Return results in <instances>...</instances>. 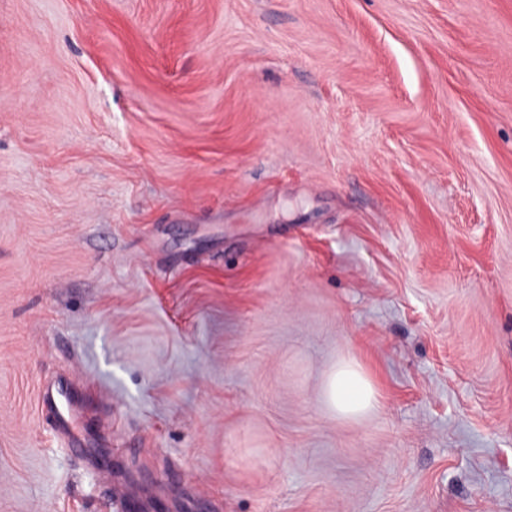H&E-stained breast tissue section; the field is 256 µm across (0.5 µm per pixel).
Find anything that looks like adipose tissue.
<instances>
[{"instance_id": "1", "label": "adipose tissue", "mask_w": 512, "mask_h": 512, "mask_svg": "<svg viewBox=\"0 0 512 512\" xmlns=\"http://www.w3.org/2000/svg\"><path fill=\"white\" fill-rule=\"evenodd\" d=\"M324 403L332 414L355 417L373 409L375 392L357 365L351 362L334 367L325 382Z\"/></svg>"}]
</instances>
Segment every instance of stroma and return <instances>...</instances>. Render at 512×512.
I'll return each mask as SVG.
<instances>
[{
    "instance_id": "35a3bbf8",
    "label": "stroma",
    "mask_w": 512,
    "mask_h": 512,
    "mask_svg": "<svg viewBox=\"0 0 512 512\" xmlns=\"http://www.w3.org/2000/svg\"><path fill=\"white\" fill-rule=\"evenodd\" d=\"M137 495L512 512V0H0V512ZM324 403L333 415L355 417L373 409L375 392L357 365L342 362L330 371L324 386Z\"/></svg>"
}]
</instances>
